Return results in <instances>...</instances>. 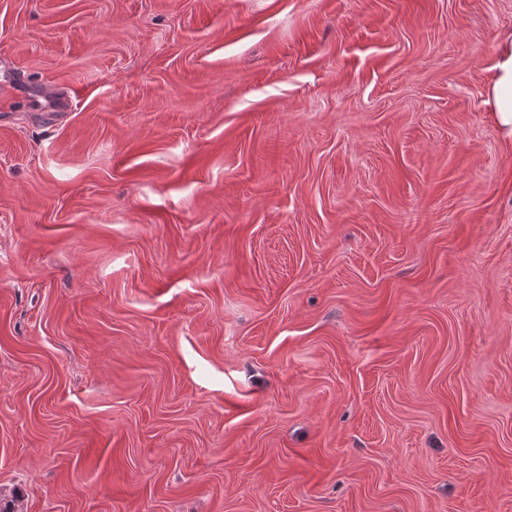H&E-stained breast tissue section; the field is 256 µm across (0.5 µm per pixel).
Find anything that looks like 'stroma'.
I'll return each instance as SVG.
<instances>
[{
	"mask_svg": "<svg viewBox=\"0 0 512 512\" xmlns=\"http://www.w3.org/2000/svg\"><path fill=\"white\" fill-rule=\"evenodd\" d=\"M512 0H0L21 512H512ZM492 70L494 120L501 136L512 143V44L500 52Z\"/></svg>",
	"mask_w": 512,
	"mask_h": 512,
	"instance_id": "35a3bbf8",
	"label": "stroma"
}]
</instances>
